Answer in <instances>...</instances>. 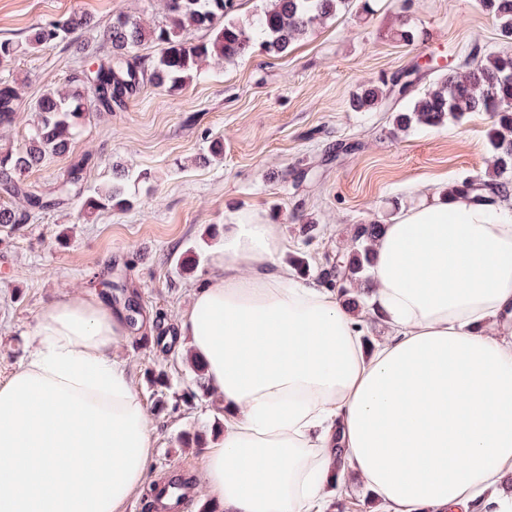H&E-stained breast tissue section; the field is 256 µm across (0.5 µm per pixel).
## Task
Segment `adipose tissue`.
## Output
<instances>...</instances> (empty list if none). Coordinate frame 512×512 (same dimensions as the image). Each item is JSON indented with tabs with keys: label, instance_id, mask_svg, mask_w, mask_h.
<instances>
[{
	"label": "adipose tissue",
	"instance_id": "adipose-tissue-1",
	"mask_svg": "<svg viewBox=\"0 0 512 512\" xmlns=\"http://www.w3.org/2000/svg\"><path fill=\"white\" fill-rule=\"evenodd\" d=\"M278 225L226 224L179 324L224 431L220 512H329L360 478L384 512H512V200L422 197L374 246L360 315L295 277ZM375 315L388 336L366 350ZM0 385V512H119L156 437L114 352L121 312L48 304Z\"/></svg>",
	"mask_w": 512,
	"mask_h": 512
}]
</instances>
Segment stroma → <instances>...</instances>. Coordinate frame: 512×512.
<instances>
[{
	"mask_svg": "<svg viewBox=\"0 0 512 512\" xmlns=\"http://www.w3.org/2000/svg\"><path fill=\"white\" fill-rule=\"evenodd\" d=\"M375 9L365 20L347 13L316 25L286 55L214 61L181 86L147 85L113 112L86 117L72 145L73 155L92 157L85 191L104 189L120 165L132 174L133 207L87 214L69 201L31 223L0 226V383L25 360L51 300L91 294L119 311L135 305L138 323L116 356L157 437L148 484L175 470L193 477L196 501L184 512H199L208 495L202 450L180 438L213 439L224 407L217 396L175 406L173 393L196 387L178 328L225 224L242 211L278 224L287 255L304 254L317 268L348 247L355 225L388 223L435 188L488 176V113L394 136L398 102L355 112L349 99L367 81L415 64L452 72L474 43L512 53V40L502 39L479 0H415L408 9L403 0H376ZM73 11L90 14L94 29L0 67V78L21 87L0 147L22 145L37 122L32 103L88 64L87 47L98 45L113 15L147 23L161 16L160 0H0V39L24 42L31 27ZM403 17L415 33L410 44L392 37ZM217 138L224 152L209 156ZM307 220L317 225L310 237L302 232ZM185 261L191 271H180ZM160 373L169 394L150 384Z\"/></svg>",
	"mask_w": 512,
	"mask_h": 512,
	"instance_id": "35a3bbf8",
	"label": "stroma"
}]
</instances>
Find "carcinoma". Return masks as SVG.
<instances>
[{"label": "carcinoma", "mask_w": 512, "mask_h": 512, "mask_svg": "<svg viewBox=\"0 0 512 512\" xmlns=\"http://www.w3.org/2000/svg\"><path fill=\"white\" fill-rule=\"evenodd\" d=\"M266 6L250 19L236 17L237 0H163L164 20L146 25L139 19L118 14L104 32L108 51L89 67L71 74L68 85L50 89L35 103L38 121L26 143L16 149H0V195L21 201L0 205V225L27 224L32 211L79 198L82 208L124 211L131 207L125 196V169L115 170L112 184L92 196L84 195V173L89 156L73 157L63 178L53 190V198L29 189L24 175L51 158L70 151L78 120L90 112H110L135 96L142 85L174 87L200 72L212 59L236 62L252 55L255 46L267 53L282 55L316 23L340 12L359 17L373 13L370 0H265ZM483 9L499 24L502 36L512 39V0H480ZM94 27L91 15L73 12L62 19L31 29L26 45L38 49L65 42ZM196 27L210 31L208 39L192 40L186 32ZM150 41L157 47L153 58L137 54L138 47ZM411 99L410 106L396 112L394 125L408 130L416 125L440 127L448 120H461L468 112H489L494 118L488 131L495 179L465 180L444 193H468L487 189L500 197L512 192V54L486 55L474 48L460 61L458 70L441 74L420 95L412 90L399 93L397 77L371 81L352 96L350 109L371 112L390 96ZM19 91L15 81L0 79V125L13 122ZM384 225L359 224L347 251L336 253V261L320 270L324 283L345 284L339 292L348 303L359 301L348 296L347 287L365 282L373 263V243Z\"/></svg>", "instance_id": "1"}]
</instances>
